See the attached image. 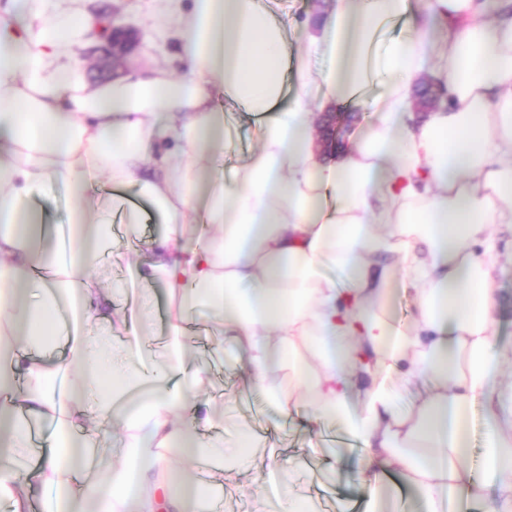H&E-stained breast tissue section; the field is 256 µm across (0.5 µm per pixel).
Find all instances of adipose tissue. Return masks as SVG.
I'll use <instances>...</instances> for the list:
<instances>
[{"label": "adipose tissue", "instance_id": "1", "mask_svg": "<svg viewBox=\"0 0 512 512\" xmlns=\"http://www.w3.org/2000/svg\"><path fill=\"white\" fill-rule=\"evenodd\" d=\"M84 2L0 6V499L30 512L37 488H69L85 473L71 435L84 422L90 437L117 431L124 456L86 474L67 512H195L201 487L182 462L212 447L198 429L213 414L184 419L181 387L186 313L203 301L256 383L287 368V392L269 393L283 413L310 401L361 441L366 469L399 472L425 512L461 494L512 512L501 375L512 350L496 336L494 276V231L512 232V7L492 18L484 0H428L418 16L410 0H336L297 54L264 0H192L168 16L185 74L136 70L92 90L69 63L95 27ZM428 74L444 98L421 115L412 93ZM218 95L259 129L229 180L214 164L230 135ZM315 102H354L373 119L324 156ZM101 176L164 218L144 274L176 301L158 371L144 364L145 301L134 325L116 320L94 273L112 221L85 193ZM60 182L83 234L33 221L36 198ZM205 224L214 233L190 244ZM401 280L416 287L405 328L389 307ZM117 330L128 338L116 348ZM44 331L65 343L58 362L32 350ZM475 408L481 480L465 455ZM48 421L54 439L31 463V429Z\"/></svg>", "mask_w": 512, "mask_h": 512}]
</instances>
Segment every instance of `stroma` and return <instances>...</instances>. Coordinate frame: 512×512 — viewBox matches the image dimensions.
<instances>
[{
    "instance_id": "obj_1",
    "label": "stroma",
    "mask_w": 512,
    "mask_h": 512,
    "mask_svg": "<svg viewBox=\"0 0 512 512\" xmlns=\"http://www.w3.org/2000/svg\"><path fill=\"white\" fill-rule=\"evenodd\" d=\"M91 5L115 8L118 20L137 30L139 47L130 67L166 65L175 72L184 71V64L176 58L179 37L172 32L161 34L163 22L155 0H92ZM274 8L288 25L294 50L300 52L310 38L320 34L334 0H276ZM219 106L230 127L223 163L224 176L229 179L256 149L258 130L232 103L223 100ZM122 196L143 210L146 222L131 231L122 223L120 211L112 210V244L95 274L107 284L133 282L136 295L153 296V336L161 343L166 338L169 298L159 283L138 279L136 267L148 262L146 243L163 233L164 220L135 190H124ZM189 327L193 339L185 362L199 379L189 399L191 404L207 405L214 411L219 446L211 451L213 459L228 450L253 448L247 463L225 474L217 512H284L288 494H316L321 512H342L348 505L356 512H371L378 493L393 501L412 498V490L397 474L381 472L367 479L360 442L343 438L336 422L316 418L310 407L284 417L265 393L255 389L244 363L229 353L221 359L212 355L217 323L207 306L191 312Z\"/></svg>"
}]
</instances>
